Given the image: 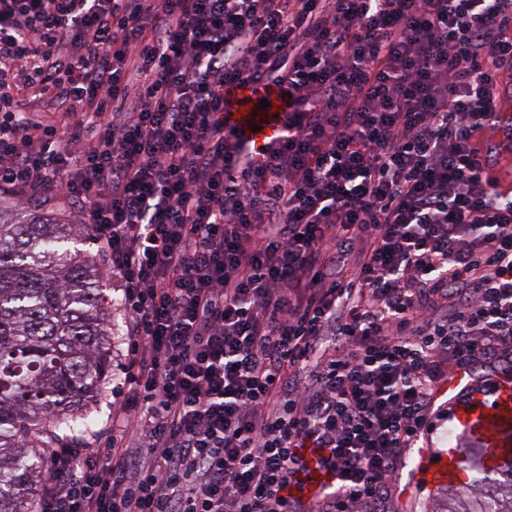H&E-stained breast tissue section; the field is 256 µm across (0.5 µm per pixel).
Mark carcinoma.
<instances>
[{
  "instance_id": "cac0c4a2",
  "label": "carcinoma",
  "mask_w": 512,
  "mask_h": 512,
  "mask_svg": "<svg viewBox=\"0 0 512 512\" xmlns=\"http://www.w3.org/2000/svg\"><path fill=\"white\" fill-rule=\"evenodd\" d=\"M84 227L0 201V512H35L41 455L91 429L112 377L114 298L78 245ZM443 488L435 512H512V462Z\"/></svg>"
}]
</instances>
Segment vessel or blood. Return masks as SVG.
Masks as SVG:
<instances>
[{"mask_svg": "<svg viewBox=\"0 0 512 512\" xmlns=\"http://www.w3.org/2000/svg\"><path fill=\"white\" fill-rule=\"evenodd\" d=\"M264 99L269 102L265 108L260 105ZM287 110L288 100L277 89L243 87L227 94L224 120L235 126L245 138L261 145L280 134ZM442 394L454 410L456 430L485 448L486 461L498 464L512 457L511 375L495 377L493 389L487 391L479 388L469 375L460 373L449 380ZM304 456L310 463V470L301 490L303 494L312 495L330 481L331 475L318 466L316 449H305ZM464 473L463 453L452 447L439 460L428 461L419 477L430 484L440 485L458 481Z\"/></svg>", "mask_w": 512, "mask_h": 512, "instance_id": "1", "label": "vessel or blood"}]
</instances>
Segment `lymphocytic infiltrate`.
<instances>
[{"label": "lymphocytic infiltrate", "instance_id": "obj_1", "mask_svg": "<svg viewBox=\"0 0 512 512\" xmlns=\"http://www.w3.org/2000/svg\"><path fill=\"white\" fill-rule=\"evenodd\" d=\"M511 73L512 0H0V188L80 205L132 321L36 512H385L448 377L512 372ZM245 84L291 100L259 147ZM263 99L269 101L265 109L260 108ZM287 110L288 98L276 88H235L226 95L224 121L235 126L245 138L262 145L280 134ZM256 126L261 129L253 132ZM303 452L309 461V475L304 479L302 485L290 488V493L298 494L301 489L304 495H313L330 481L331 474L317 465L318 451L315 448H305Z\"/></svg>", "mask_w": 512, "mask_h": 512}]
</instances>
